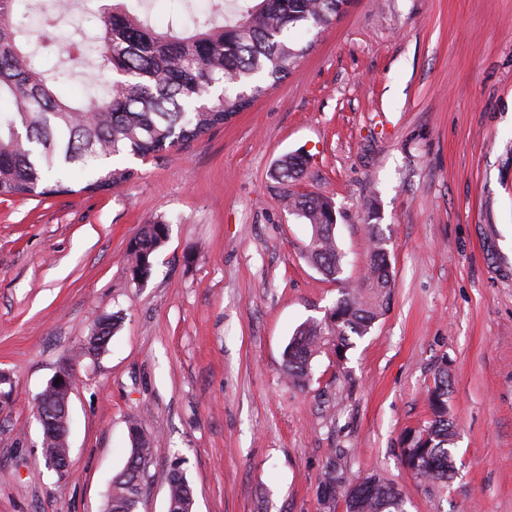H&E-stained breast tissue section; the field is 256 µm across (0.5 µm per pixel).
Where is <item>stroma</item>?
Returning <instances> with one entry per match:
<instances>
[{
	"mask_svg": "<svg viewBox=\"0 0 512 512\" xmlns=\"http://www.w3.org/2000/svg\"><path fill=\"white\" fill-rule=\"evenodd\" d=\"M309 160L301 192L330 198L359 281L375 212L395 288L344 362L326 351L305 389L282 354L341 282L306 257L309 225L272 176ZM107 192L0 200V512H104L137 419L160 452L136 512H166L180 468L193 512H331L324 472L381 475L408 512H512V0H348L277 88L202 139L130 162ZM164 221L149 279L127 245ZM108 350L74 364L72 476L46 468L37 395L106 314ZM450 380L456 474L404 463Z\"/></svg>",
	"mask_w": 512,
	"mask_h": 512,
	"instance_id": "stroma-1",
	"label": "stroma"
}]
</instances>
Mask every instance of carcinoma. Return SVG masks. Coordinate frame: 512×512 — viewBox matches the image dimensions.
<instances>
[{
  "label": "carcinoma",
  "mask_w": 512,
  "mask_h": 512,
  "mask_svg": "<svg viewBox=\"0 0 512 512\" xmlns=\"http://www.w3.org/2000/svg\"><path fill=\"white\" fill-rule=\"evenodd\" d=\"M101 25L91 37L73 41L76 54L93 47L99 64L87 74L88 85L103 90L76 100L65 88L70 74L45 68L43 51L57 40L53 11L43 0H0V197H49L80 191H109L129 181L133 169L108 164L120 155L142 160L201 139L211 129L247 110L267 89L283 82L311 44L299 30L324 31L336 23L346 0H211L198 15L189 11L157 29L139 12L143 0H95ZM308 160L286 154L274 177L286 187L288 211L311 228L307 258L326 279L339 280L342 255L336 244V211L326 197L289 190ZM365 223L373 250L362 285L343 286L322 319L300 324L283 352V372L297 388L310 380L311 362L331 344L341 356L354 347L389 309L392 280L386 238L380 226ZM168 225H143L128 245L130 272L148 279L155 252ZM120 317H101L72 359L95 358L107 350ZM448 372L439 371L429 389L431 417L415 433L422 454L407 462L424 483L451 479L456 471L455 425L448 413ZM67 392L45 387L41 428L43 458H64L66 439L50 420L62 410ZM131 448L124 468L112 477L105 512H136L148 464L157 454L137 422L129 424ZM168 500L172 512H192L193 489L185 474L171 470ZM343 498L346 512H405V494L381 476L347 487L341 473L325 472L324 500Z\"/></svg>",
  "instance_id": "cac0c4a2"
}]
</instances>
